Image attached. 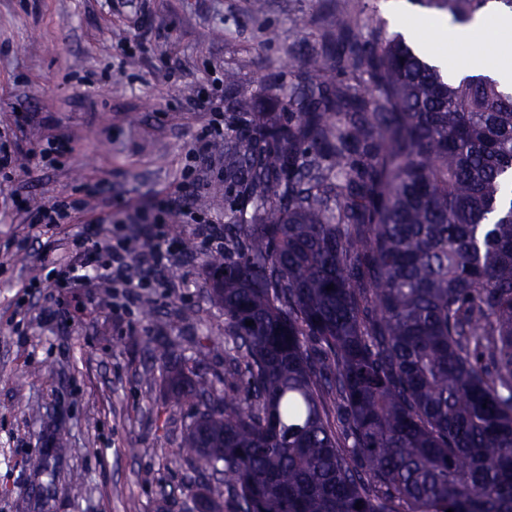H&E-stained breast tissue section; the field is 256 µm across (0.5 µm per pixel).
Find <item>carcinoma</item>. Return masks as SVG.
<instances>
[{
	"instance_id": "cac0c4a2",
	"label": "carcinoma",
	"mask_w": 512,
	"mask_h": 512,
	"mask_svg": "<svg viewBox=\"0 0 512 512\" xmlns=\"http://www.w3.org/2000/svg\"><path fill=\"white\" fill-rule=\"evenodd\" d=\"M322 52L224 148L251 215L207 256L224 391L171 378L182 454L210 512H512V89L351 11Z\"/></svg>"
}]
</instances>
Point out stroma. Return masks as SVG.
Segmentation results:
<instances>
[{"label": "stroma", "instance_id": "stroma-1", "mask_svg": "<svg viewBox=\"0 0 512 512\" xmlns=\"http://www.w3.org/2000/svg\"><path fill=\"white\" fill-rule=\"evenodd\" d=\"M385 0H0V140L47 149L42 167L0 171V512H190L195 466L179 452L192 404L175 405L174 368L219 381L224 375V310L210 290L208 249L188 213L216 227L237 224L224 153L199 178L184 177L185 156L213 116L203 100L224 97V75L253 111L273 105L292 75L315 60L342 11L383 17ZM146 7L157 33L137 44L135 13ZM277 42L264 43L266 29ZM170 197L182 207L170 229L193 244L159 273L123 314L112 286L59 288L16 303L42 256L62 260L76 234L93 228L104 200L112 221ZM90 201L67 224L29 223L26 210L54 201ZM191 311L181 321L183 311ZM170 341L177 363L147 338ZM69 451L55 478L35 476L55 430ZM82 484L67 488L70 473Z\"/></svg>", "mask_w": 512, "mask_h": 512}]
</instances>
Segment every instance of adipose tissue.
Listing matches in <instances>:
<instances>
[{"label":"adipose tissue","instance_id":"1","mask_svg":"<svg viewBox=\"0 0 512 512\" xmlns=\"http://www.w3.org/2000/svg\"><path fill=\"white\" fill-rule=\"evenodd\" d=\"M404 28L411 39L421 44L424 51L434 55L438 61H446L448 47L458 48L456 66L469 69L478 64L477 59L465 51L474 34L480 31L511 34L512 9L495 0L487 11L465 26L453 27L447 20L435 19L423 26L408 20L405 21Z\"/></svg>","mask_w":512,"mask_h":512}]
</instances>
